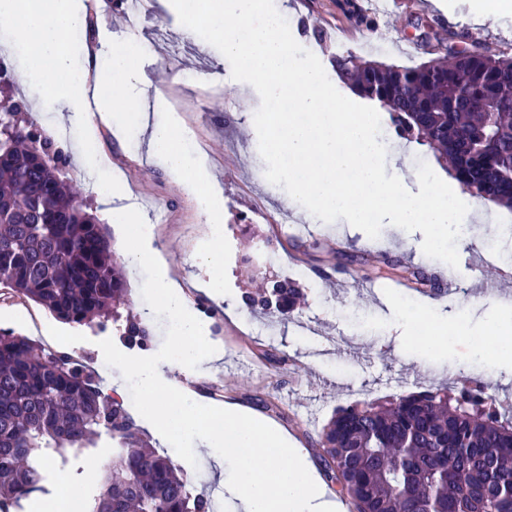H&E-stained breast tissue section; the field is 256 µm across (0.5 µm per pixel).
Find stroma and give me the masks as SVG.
Here are the masks:
<instances>
[{
    "label": "stroma",
    "instance_id": "obj_1",
    "mask_svg": "<svg viewBox=\"0 0 512 512\" xmlns=\"http://www.w3.org/2000/svg\"><path fill=\"white\" fill-rule=\"evenodd\" d=\"M274 4L295 40L327 70L336 54L401 66L427 61L430 48L437 45L431 34L439 19L467 30L491 53L512 56V19L502 23L491 17L472 24L467 0H443L439 5L433 0H384L371 34L349 21L346 0H274ZM100 8L96 42L132 47L146 41L154 49L141 61L153 88L132 104V112L151 111L155 90L172 91L195 73L211 72L212 85L223 90L222 100L209 106L218 121L205 128L206 150L224 191L223 301L193 288V281L204 274L190 257L200 235L197 208L147 158L140 136H133L124 148L103 128L89 145L90 151L106 155L113 173L125 182L128 204L152 224L154 248L187 285L206 339L223 353L195 372L172 371L169 378L182 392H194L204 409L232 403L263 415L305 448L313 463L318 460L323 426L335 410L358 401L382 400L427 386L452 390L460 380L472 377L481 380L502 407L512 406V357L502 349L499 330L503 313L512 314V276H506L504 263L512 244L488 243L494 234L493 218L508 216L511 210L474 201L482 218L468 226L466 238L458 239L459 267L454 271L423 253L422 232L390 224L372 239L342 218L309 224L294 215L287 230H280L274 219L284 210V190L268 182L262 167L249 163L259 154L250 129L255 110L239 97L228 60L200 36H184L178 16L168 11L164 0H149L147 10L124 13L117 21L112 18L115 0H102ZM80 139L79 131L67 129L57 140L56 148L66 159L62 174L77 189L80 201L100 216L105 207L98 186L76 156ZM247 254L265 265L271 278L293 281L305 290V304L290 319L276 313L257 315L243 306V297L256 288L243 261ZM385 255L443 277L454 275L455 294L403 290L389 286L386 278H368L359 257ZM230 300L239 304L233 316L225 311ZM425 305L430 308L425 319L412 321V313ZM439 324L448 327V347L433 354L420 342ZM47 326L39 305L14 297L0 284V329L41 342ZM150 331L144 349L125 348L109 330L78 329L65 323L59 324L56 336L87 362L106 390L121 392L130 377L117 365L102 371L100 349L112 346L133 361L169 356L172 340L165 319H158ZM284 354L289 357L285 366L277 362ZM268 390L277 395L283 415L264 412L255 402L256 394ZM163 449L196 491L208 494L218 488L220 478L211 461L198 455L191 441L175 437Z\"/></svg>",
    "mask_w": 512,
    "mask_h": 512
}]
</instances>
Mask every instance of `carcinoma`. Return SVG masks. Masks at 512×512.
<instances>
[{"instance_id": "1", "label": "carcinoma", "mask_w": 512, "mask_h": 512, "mask_svg": "<svg viewBox=\"0 0 512 512\" xmlns=\"http://www.w3.org/2000/svg\"><path fill=\"white\" fill-rule=\"evenodd\" d=\"M350 20L367 31L361 5ZM466 48L412 67L332 57L337 76L378 103L399 136L446 163L472 195L512 206V56L489 53L465 30ZM0 283L74 327L113 326L130 348H145V322L127 304L106 225L87 213L59 177L54 140L34 133L23 97L0 99ZM384 265L424 286L422 268ZM303 293L275 282L245 304L290 317ZM474 378L453 397L425 388L339 409L320 434L318 457L352 512H512V421ZM111 458L98 473L87 512H214L181 467L145 438L124 405L84 362L0 329V512H31L51 494L49 469L93 457L102 438Z\"/></svg>"}]
</instances>
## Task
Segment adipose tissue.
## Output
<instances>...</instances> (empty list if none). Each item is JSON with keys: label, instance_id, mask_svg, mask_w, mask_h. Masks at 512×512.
Returning a JSON list of instances; mask_svg holds the SVG:
<instances>
[{"label": "adipose tissue", "instance_id": "obj_1", "mask_svg": "<svg viewBox=\"0 0 512 512\" xmlns=\"http://www.w3.org/2000/svg\"><path fill=\"white\" fill-rule=\"evenodd\" d=\"M83 19L82 0H48L47 8L37 12L28 10L26 0H0V26L15 29L31 45L18 62L21 73L40 84L35 110L56 113L61 125L82 130L78 157L94 171L104 200L114 206L108 220L121 234L119 248L129 265L152 264L158 310L176 337L172 358L192 371L201 363L199 339L204 328L185 289L153 248L152 226L137 210L123 205V180L113 175L105 158L89 151L87 144L96 134L93 114L104 118L119 143H128L136 132L144 136L149 155L180 193L196 203L206 227L194 246V259L205 269L196 289L218 301L224 298V196L207 153L188 156V132L164 96H157L154 112L137 118L129 113L130 99L137 96L142 81L134 52L113 48L108 67L92 72L75 65L65 36ZM127 370L144 394L143 418L161 437H189L197 453L235 463L231 493L243 512H342L341 503L329 499L309 466L301 463V449L277 427L236 406L202 412L189 397L171 401L162 363H132Z\"/></svg>", "mask_w": 512, "mask_h": 512}]
</instances>
